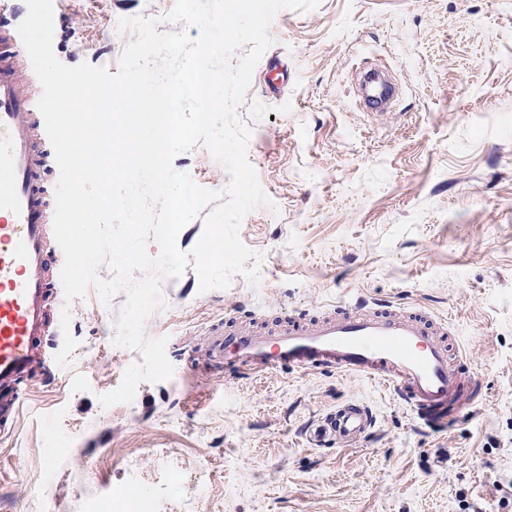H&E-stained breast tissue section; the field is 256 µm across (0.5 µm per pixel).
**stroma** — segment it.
Returning <instances> with one entry per match:
<instances>
[{"instance_id":"obj_1","label":"stroma","mask_w":512,"mask_h":512,"mask_svg":"<svg viewBox=\"0 0 512 512\" xmlns=\"http://www.w3.org/2000/svg\"><path fill=\"white\" fill-rule=\"evenodd\" d=\"M174 6L54 0L55 54L117 73L132 38L121 19L197 36L167 21ZM269 34L237 109L270 200L240 228L258 282L237 274L203 293L191 266L165 280L145 333L166 338L173 374L107 408L101 396L141 360L112 339L126 295L74 299L63 373L26 378L0 430V512H84L89 495L128 512L137 487L154 512H503L512 500V0H320L281 10ZM378 66L399 95L370 114L358 77ZM173 167L210 190L230 180L201 145ZM361 295L451 321L480 397L434 427L358 374L204 370L203 338L240 308ZM347 401L371 409L368 436L314 447L306 426Z\"/></svg>"}]
</instances>
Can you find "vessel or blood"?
Here are the masks:
<instances>
[{
  "mask_svg": "<svg viewBox=\"0 0 512 512\" xmlns=\"http://www.w3.org/2000/svg\"><path fill=\"white\" fill-rule=\"evenodd\" d=\"M29 62L13 25L0 26V388L21 383L36 368L62 372L44 348L49 289L60 287L64 254L55 244V186L48 177L50 139L39 98L19 73ZM214 329L207 363L229 376L273 367L363 375L383 384L428 423L454 418L474 380L454 354L449 324L418 308L357 297L324 311L291 310L254 328L257 314ZM373 422L370 410L347 403L318 418L310 440L358 442Z\"/></svg>",
  "mask_w": 512,
  "mask_h": 512,
  "instance_id": "b4317fda",
  "label": "vessel or blood"
}]
</instances>
